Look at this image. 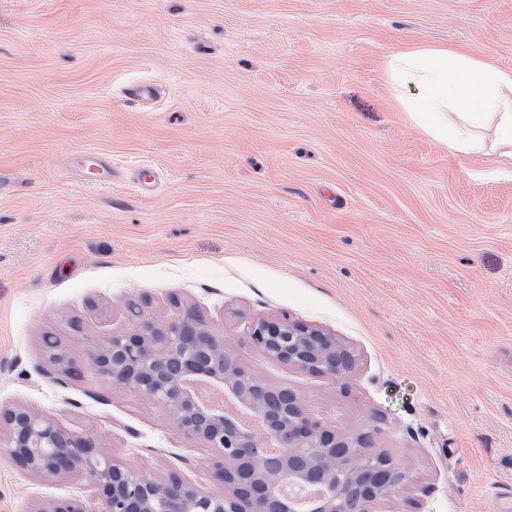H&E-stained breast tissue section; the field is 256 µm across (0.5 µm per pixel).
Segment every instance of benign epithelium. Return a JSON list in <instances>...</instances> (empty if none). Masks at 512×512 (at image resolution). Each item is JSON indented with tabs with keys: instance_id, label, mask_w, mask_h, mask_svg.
I'll use <instances>...</instances> for the list:
<instances>
[{
	"instance_id": "1",
	"label": "benign epithelium",
	"mask_w": 512,
	"mask_h": 512,
	"mask_svg": "<svg viewBox=\"0 0 512 512\" xmlns=\"http://www.w3.org/2000/svg\"><path fill=\"white\" fill-rule=\"evenodd\" d=\"M129 310L134 332L96 343L91 366L112 384L167 408L181 435L205 441L224 493H203L177 474L162 481L132 469L102 451L96 437L70 433L25 406L0 409V453L34 475L87 472L103 512H297L279 492L287 480L323 490L306 512H373L410 480L411 472L393 461V474L373 471V454L357 436L325 428L290 388L243 368L195 308L161 321L134 305ZM248 341L281 363L334 381L358 366L346 344L286 315L254 320ZM189 380L215 383L238 406L257 413L259 426L244 428L224 411L205 408ZM271 444L279 448L276 454L261 453ZM33 512L90 510L79 499H57Z\"/></svg>"
}]
</instances>
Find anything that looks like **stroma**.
<instances>
[{
	"instance_id": "stroma-1",
	"label": "stroma",
	"mask_w": 512,
	"mask_h": 512,
	"mask_svg": "<svg viewBox=\"0 0 512 512\" xmlns=\"http://www.w3.org/2000/svg\"><path fill=\"white\" fill-rule=\"evenodd\" d=\"M406 42L512 69V0H0V408L24 405L157 478L223 491L206 443L90 365L196 306L323 426L373 431L412 480L377 512H497L512 488V168L424 130L387 63ZM148 84L151 98L130 101ZM106 154L112 185L70 173ZM151 167L155 181L138 174ZM288 315L352 347L335 382L246 335ZM57 340L82 373H62ZM102 505L83 472L0 453V512Z\"/></svg>"
}]
</instances>
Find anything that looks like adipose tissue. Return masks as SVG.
<instances>
[{"instance_id":"obj_1","label":"adipose tissue","mask_w":512,"mask_h":512,"mask_svg":"<svg viewBox=\"0 0 512 512\" xmlns=\"http://www.w3.org/2000/svg\"><path fill=\"white\" fill-rule=\"evenodd\" d=\"M388 77L414 88L407 111L456 152L491 144L512 162V70L464 48L410 44L393 52Z\"/></svg>"}]
</instances>
